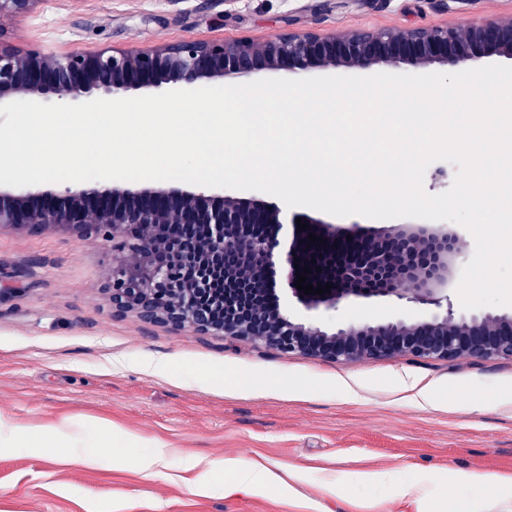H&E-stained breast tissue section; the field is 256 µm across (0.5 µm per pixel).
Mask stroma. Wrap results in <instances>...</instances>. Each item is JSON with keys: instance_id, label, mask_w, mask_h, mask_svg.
I'll use <instances>...</instances> for the list:
<instances>
[{"instance_id": "obj_1", "label": "stroma", "mask_w": 512, "mask_h": 512, "mask_svg": "<svg viewBox=\"0 0 512 512\" xmlns=\"http://www.w3.org/2000/svg\"><path fill=\"white\" fill-rule=\"evenodd\" d=\"M512 14V0H39L0 23V44L47 53L146 48L164 41L265 40L289 33L466 27ZM111 243L70 230L0 231V419L37 433L110 419L116 436L86 466L0 445V512H512V358L382 357L326 361L260 344L117 316L101 288ZM292 316L328 327L403 317L390 297ZM165 361L161 370L149 369ZM435 389L420 404L417 390ZM135 443H127L126 435ZM167 450L160 476L141 461ZM295 469L299 495L225 494L218 462ZM211 465L210 485L197 478ZM495 476L487 487L438 482L448 469ZM387 471L381 485L353 473ZM342 482L341 495L324 485Z\"/></svg>"}]
</instances>
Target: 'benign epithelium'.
I'll list each match as a JSON object with an SVG mask.
<instances>
[{
    "instance_id": "1",
    "label": "benign epithelium",
    "mask_w": 512,
    "mask_h": 512,
    "mask_svg": "<svg viewBox=\"0 0 512 512\" xmlns=\"http://www.w3.org/2000/svg\"><path fill=\"white\" fill-rule=\"evenodd\" d=\"M39 0H0V20L32 12ZM480 56L512 59V17L466 28L293 33L255 41L160 42L148 48H101L87 54H43L0 48V105L83 102L136 89L158 93L207 83L239 84L261 71L373 72L405 65L439 72ZM309 225L279 239L280 210L234 194L80 185L60 198L29 187L0 190V229L39 234L73 230L112 243L119 253L102 291L112 313L141 321L260 344L285 354L333 361L380 357H512V314L456 313L448 293L460 239L428 225L351 236L334 224ZM325 243L309 242V233ZM299 266H294V263ZM309 268L334 284L306 295L296 270ZM289 288L308 308L334 309L352 298L389 296L430 315L327 328L288 315L279 292Z\"/></svg>"
}]
</instances>
